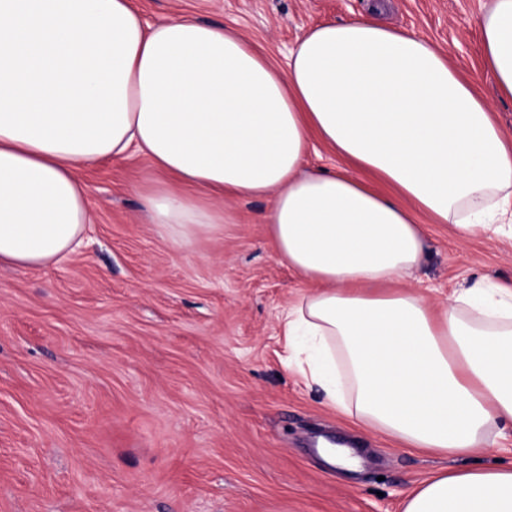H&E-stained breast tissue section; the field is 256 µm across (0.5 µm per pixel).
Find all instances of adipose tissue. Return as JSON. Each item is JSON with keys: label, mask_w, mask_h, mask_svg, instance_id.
<instances>
[{"label": "adipose tissue", "mask_w": 512, "mask_h": 512, "mask_svg": "<svg viewBox=\"0 0 512 512\" xmlns=\"http://www.w3.org/2000/svg\"><path fill=\"white\" fill-rule=\"evenodd\" d=\"M480 27L512 100V0H488ZM317 141L346 167L304 169ZM132 155L176 179L141 204L181 249L237 223L225 199L271 198L261 221L311 287L285 346L352 423L459 455L512 423V285L475 277L439 309L403 285L424 223L512 238V136L436 47L359 17L312 27L280 70L236 30L151 24L132 0H0V264L73 253L78 170ZM403 512H512V466L437 474Z\"/></svg>", "instance_id": "obj_1"}]
</instances>
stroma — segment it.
<instances>
[{"label": "stroma", "instance_id": "1", "mask_svg": "<svg viewBox=\"0 0 512 512\" xmlns=\"http://www.w3.org/2000/svg\"><path fill=\"white\" fill-rule=\"evenodd\" d=\"M239 31L285 67L310 28L374 0H135ZM484 0H387L379 18L447 53L512 133V101L480 67ZM78 176L91 222L42 268L0 267V512H403L424 480L512 465V425L469 455L405 448L328 406L286 351L280 316L302 292L258 221L270 199H229L238 223L180 250L139 194L164 177L141 157ZM410 285L437 306L464 279L512 283V240L425 227ZM355 440L360 471L325 466L317 436Z\"/></svg>", "mask_w": 512, "mask_h": 512}]
</instances>
